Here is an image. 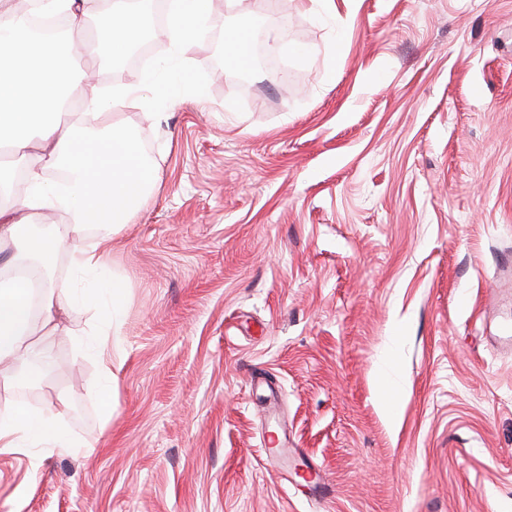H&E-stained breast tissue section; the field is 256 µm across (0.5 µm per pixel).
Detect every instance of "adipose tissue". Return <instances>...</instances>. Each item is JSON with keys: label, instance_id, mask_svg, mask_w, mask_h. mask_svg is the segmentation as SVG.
<instances>
[{"label": "adipose tissue", "instance_id": "ef3b65f1", "mask_svg": "<svg viewBox=\"0 0 512 512\" xmlns=\"http://www.w3.org/2000/svg\"><path fill=\"white\" fill-rule=\"evenodd\" d=\"M90 0H29L32 10L63 14L69 19L68 46L53 49L33 38L10 9L0 6V144L8 145L26 162L28 191L0 205V249L24 242L29 253L49 255L86 226L97 230L95 243L72 254L75 269L98 276L99 291L109 298L112 316L120 314V283L103 279L106 257L114 230L124 224L131 205L151 183L137 142L119 125L112 124L108 105L131 96L128 88L102 94L90 92L83 101L90 116L62 111L63 101L77 89L76 48L85 42L83 20ZM174 19L171 37L186 50L194 29L209 20L205 0H169ZM193 18L183 26L184 15ZM141 21L126 0H113L112 22L94 32L99 48L112 58L123 57L139 34ZM65 165L72 179L66 196H59L46 180L48 169ZM65 204L74 223L54 232L25 238L31 215ZM40 319H33L25 302V290L11 279L0 280V358L14 357L23 372L39 380L49 364L47 354L31 350L27 340L36 322L51 324L56 307L73 302L72 287L64 281H48ZM45 445L57 451L73 449L61 425L60 412L52 407L31 409L12 403L0 405V447L29 448Z\"/></svg>", "mask_w": 512, "mask_h": 512}]
</instances>
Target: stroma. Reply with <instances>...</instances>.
Segmentation results:
<instances>
[{
  "mask_svg": "<svg viewBox=\"0 0 512 512\" xmlns=\"http://www.w3.org/2000/svg\"><path fill=\"white\" fill-rule=\"evenodd\" d=\"M112 112L153 174L112 237V408L80 340L30 341L79 447L0 448V512H512V0H207ZM288 34L248 88L229 34ZM49 266L96 290L70 254Z\"/></svg>",
  "mask_w": 512,
  "mask_h": 512,
  "instance_id": "stroma-1",
  "label": "stroma"
}]
</instances>
